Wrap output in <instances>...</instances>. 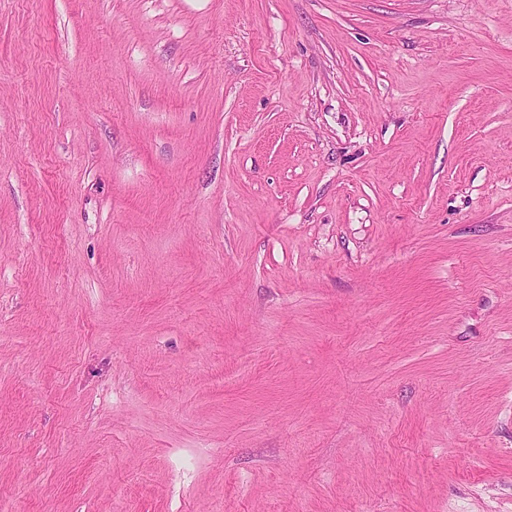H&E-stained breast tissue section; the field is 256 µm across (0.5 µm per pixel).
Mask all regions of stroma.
<instances>
[{
  "instance_id": "obj_1",
  "label": "stroma",
  "mask_w": 512,
  "mask_h": 512,
  "mask_svg": "<svg viewBox=\"0 0 512 512\" xmlns=\"http://www.w3.org/2000/svg\"><path fill=\"white\" fill-rule=\"evenodd\" d=\"M0 512H512V0H0Z\"/></svg>"
}]
</instances>
